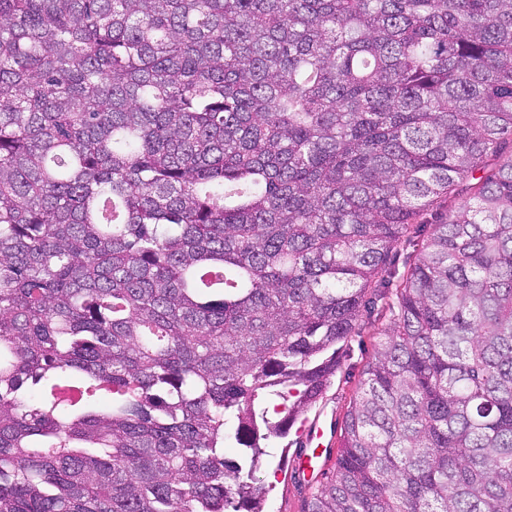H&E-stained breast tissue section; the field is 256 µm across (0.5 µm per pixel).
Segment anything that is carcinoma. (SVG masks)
<instances>
[{
    "mask_svg": "<svg viewBox=\"0 0 512 512\" xmlns=\"http://www.w3.org/2000/svg\"><path fill=\"white\" fill-rule=\"evenodd\" d=\"M370 289L301 512H512V0H0V512H263ZM381 302H378L375 310L370 314L363 312V318L358 330L348 339L341 350V364L336 373V377L328 389L323 402L308 413L305 421H309L305 429V448L298 453L294 459V468L303 477L312 479L316 472H321L326 464H318L314 461L315 458L307 452L315 439H319L324 434V426L320 423V415L314 419V415L320 409L326 412L325 426L328 438L330 437L329 422L332 417V432L328 448L331 450L329 469L336 456V448L339 446L340 426L346 407L348 406L350 396L352 395L355 386L360 378V374L369 356L372 355L374 337L376 336L377 329L381 327L383 318H380ZM313 419V420H312ZM312 420V421H311ZM304 421V422H305ZM298 421L290 431L287 439H274L269 443L270 448L268 457L264 461V465L260 471V478L264 479L266 485H272V490L268 492L264 502L265 512H300L301 504L307 491L304 485L307 482L294 474L291 469V457L300 450L299 444L302 443L300 439L299 430L301 425ZM288 443V475L285 478L284 472L277 468L279 456L282 448ZM315 445L311 447L314 448ZM290 461V462H289ZM292 474V476H291Z\"/></svg>",
    "mask_w": 512,
    "mask_h": 512,
    "instance_id": "carcinoma-1",
    "label": "carcinoma"
}]
</instances>
